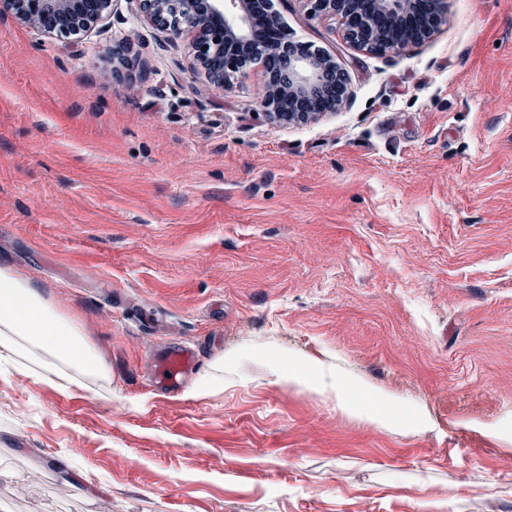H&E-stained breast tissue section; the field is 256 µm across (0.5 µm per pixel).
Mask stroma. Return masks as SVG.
<instances>
[{"instance_id": "obj_1", "label": "stroma", "mask_w": 512, "mask_h": 512, "mask_svg": "<svg viewBox=\"0 0 512 512\" xmlns=\"http://www.w3.org/2000/svg\"><path fill=\"white\" fill-rule=\"evenodd\" d=\"M272 3L337 111L271 119L262 63L214 87L138 0L62 38L0 10V262L110 373L0 367V512H512V0L384 53ZM171 343L199 365L169 393ZM288 353L425 425L284 387Z\"/></svg>"}]
</instances>
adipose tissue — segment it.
Here are the masks:
<instances>
[{"label":"adipose tissue","mask_w":512,"mask_h":512,"mask_svg":"<svg viewBox=\"0 0 512 512\" xmlns=\"http://www.w3.org/2000/svg\"><path fill=\"white\" fill-rule=\"evenodd\" d=\"M0 361L21 364L34 375L63 392L90 390L108 374L95 349L79 326L59 313L31 281L11 266L0 264ZM281 383L336 397L347 414L368 420L383 429H417L418 417H399L397 402L328 368L317 367L313 358L288 362Z\"/></svg>","instance_id":"obj_1"}]
</instances>
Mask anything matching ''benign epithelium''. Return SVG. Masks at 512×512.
<instances>
[{
	"instance_id": "obj_1",
	"label": "benign epithelium",
	"mask_w": 512,
	"mask_h": 512,
	"mask_svg": "<svg viewBox=\"0 0 512 512\" xmlns=\"http://www.w3.org/2000/svg\"><path fill=\"white\" fill-rule=\"evenodd\" d=\"M112 0H6L9 11L19 20L53 34H77L102 20ZM151 21L174 34L190 37V66L205 73L220 88L242 72L252 49L256 19L248 12L246 0H139ZM320 16L338 19L345 38L362 50L401 51L432 37L447 23L448 0H435V8L423 20L422 31L413 41L400 42L381 32L365 17L363 0H308ZM377 11L389 16L399 27L418 8V0H374ZM270 58L261 106L275 119L301 122L333 112L349 96L347 78L334 58L288 38V31H271ZM287 59V80H275Z\"/></svg>"
}]
</instances>
